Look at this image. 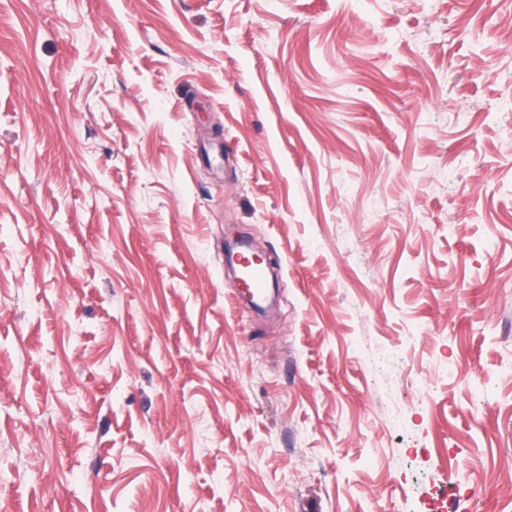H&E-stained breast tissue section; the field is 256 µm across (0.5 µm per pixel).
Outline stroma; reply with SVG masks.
<instances>
[{
    "label": "stroma",
    "instance_id": "stroma-1",
    "mask_svg": "<svg viewBox=\"0 0 512 512\" xmlns=\"http://www.w3.org/2000/svg\"><path fill=\"white\" fill-rule=\"evenodd\" d=\"M506 18L0 0V512H512Z\"/></svg>",
    "mask_w": 512,
    "mask_h": 512
}]
</instances>
